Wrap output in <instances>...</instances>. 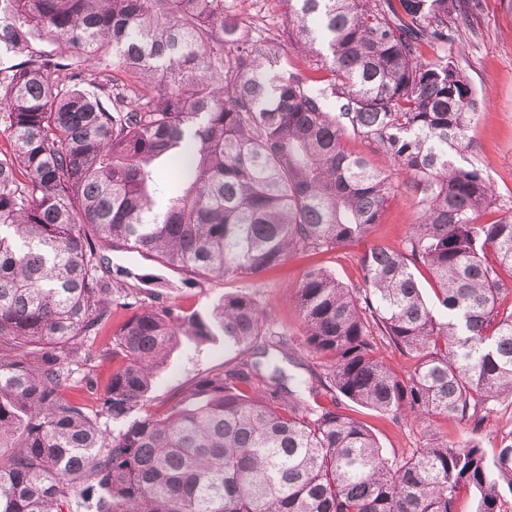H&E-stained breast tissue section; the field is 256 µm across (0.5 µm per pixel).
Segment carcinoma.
I'll return each instance as SVG.
<instances>
[{
  "mask_svg": "<svg viewBox=\"0 0 512 512\" xmlns=\"http://www.w3.org/2000/svg\"><path fill=\"white\" fill-rule=\"evenodd\" d=\"M278 3L286 40L224 0H0V512L89 492L95 512H457L463 489L504 512L512 429L491 459L474 434L512 398V218L481 221L478 100L452 51L475 0ZM349 134L410 174L419 210L400 247L364 252L362 286L305 271L301 337L252 292L203 315L112 278L111 246L236 279L366 238L394 187ZM217 336L222 367L152 411L171 353ZM301 348L321 364L292 389L276 356ZM109 357L104 387L74 377ZM80 383L96 411L66 396ZM338 394L473 436L389 457Z\"/></svg>",
  "mask_w": 512,
  "mask_h": 512,
  "instance_id": "1",
  "label": "carcinoma"
}]
</instances>
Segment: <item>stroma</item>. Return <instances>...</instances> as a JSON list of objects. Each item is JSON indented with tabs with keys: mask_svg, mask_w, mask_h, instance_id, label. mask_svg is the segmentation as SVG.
<instances>
[{
	"mask_svg": "<svg viewBox=\"0 0 512 512\" xmlns=\"http://www.w3.org/2000/svg\"><path fill=\"white\" fill-rule=\"evenodd\" d=\"M461 49V64L482 101L467 132L471 143L467 157L482 170L494 190L496 204L483 216L484 221L492 222L512 214V0H481L473 31L463 36ZM391 172L395 197L367 240L312 257L291 256L284 265L256 278L191 279L183 272L168 270L163 273L170 283L165 304L204 313L224 293L244 289L257 293L278 329L298 333L300 320L290 297L308 266L322 265L348 287H359L360 258L368 246L379 243L399 247L413 223L416 205L408 189L409 175L398 166ZM224 359V342L220 339L179 347L155 378L153 409L166 408L169 398L195 377L220 367ZM352 413L370 427L386 454L419 447L425 439V424L383 416L358 405L353 406Z\"/></svg>",
	"mask_w": 512,
	"mask_h": 512,
	"instance_id": "stroma-1",
	"label": "stroma"
}]
</instances>
